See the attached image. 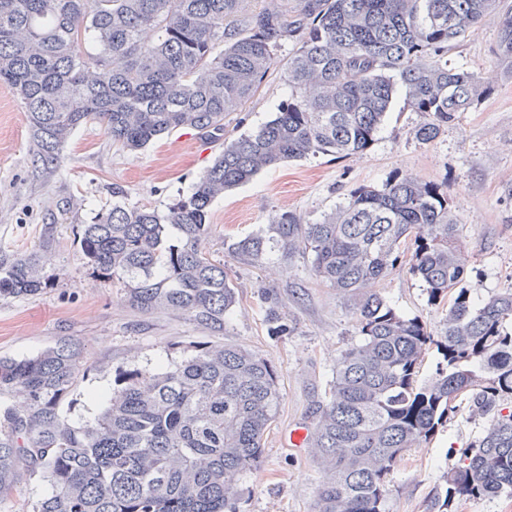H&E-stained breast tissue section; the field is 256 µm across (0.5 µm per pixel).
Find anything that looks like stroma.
Masks as SVG:
<instances>
[{"instance_id":"1","label":"stroma","mask_w":512,"mask_h":512,"mask_svg":"<svg viewBox=\"0 0 512 512\" xmlns=\"http://www.w3.org/2000/svg\"><path fill=\"white\" fill-rule=\"evenodd\" d=\"M496 39L489 20L449 51V64L489 81L491 91L435 141L414 139L420 116L399 93L364 152L284 162L214 202V233L204 248L223 261L238 293L220 337L182 314L134 309L119 284L87 266L73 227L92 223L111 206L116 183L125 187L128 206L166 209L190 190L222 144L179 130L130 152L91 122L65 147L62 167L48 169L33 160L23 104L0 86V252L32 250L48 233L56 241L54 262L46 268L51 286L34 296L0 300V357L30 356L62 337L79 343L88 370L60 404L61 414L76 423L100 411L93 392L116 386L129 372L153 373L220 343L245 347L272 366L281 401L260 458L239 480L236 512H312L322 479L316 451L306 443L292 449L289 434L313 428L340 353L359 338L353 303L315 278L309 255L276 253L254 263L229 246L265 231L272 213L290 212L312 223L358 186L406 174L440 185L464 224L471 298L512 291V80L495 68ZM287 57L280 50L260 92L226 117L230 134L254 129L285 97ZM375 289L433 336L441 335L447 307L429 303L407 259ZM483 429V420L463 407L432 440L409 448L391 475L386 512H434L435 498L445 491L444 473ZM47 492L39 478L20 473L10 489L0 491V512H26Z\"/></svg>"}]
</instances>
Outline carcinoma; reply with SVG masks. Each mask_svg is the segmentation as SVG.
<instances>
[{
	"label": "carcinoma",
	"mask_w": 512,
	"mask_h": 512,
	"mask_svg": "<svg viewBox=\"0 0 512 512\" xmlns=\"http://www.w3.org/2000/svg\"><path fill=\"white\" fill-rule=\"evenodd\" d=\"M0 0V84L24 105L34 160L59 167L74 132L101 122L112 144L141 150L194 130L224 151L192 191L165 211L112 206L74 236L87 265L122 283L143 313L187 315L224 335L236 286L202 247L213 202L261 171L310 155L345 157L374 140L403 91L430 143L490 92L448 65V50L497 19L492 55L512 79V11L500 0ZM294 43L284 64L288 97L272 118L232 137L224 118L241 110ZM464 225L432 182L395 174L362 185L323 220L278 213L264 233L232 244L260 262L303 249L317 279L353 301L360 339L345 349L311 433L325 466L314 512H384L390 475L431 439L459 403L483 415V434L444 474L437 512L455 501L512 495V291L481 301L463 286ZM53 243L0 254V300L41 293ZM430 303L448 301L443 335L388 305L371 286L401 255ZM441 361L421 383L422 355ZM87 370L66 340L23 359L0 358V491L20 470L51 493L32 512H235L240 475L259 458L280 392L255 353L214 345L151 375L93 394L85 423L59 406Z\"/></svg>",
	"instance_id": "carcinoma-1"
}]
</instances>
